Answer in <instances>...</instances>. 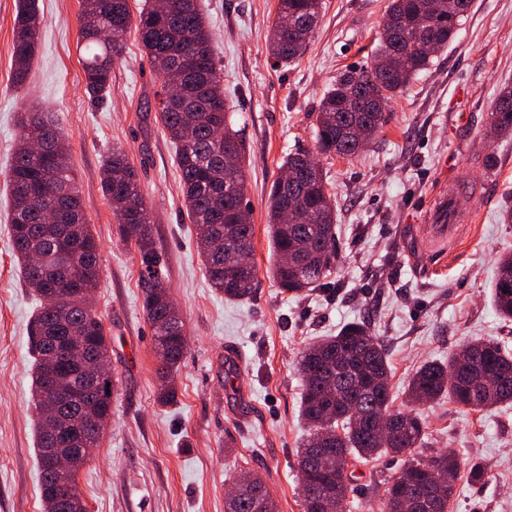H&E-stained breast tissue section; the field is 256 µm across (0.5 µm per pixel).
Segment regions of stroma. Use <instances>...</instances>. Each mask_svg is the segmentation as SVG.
I'll return each instance as SVG.
<instances>
[{
	"instance_id": "1",
	"label": "stroma",
	"mask_w": 512,
	"mask_h": 512,
	"mask_svg": "<svg viewBox=\"0 0 512 512\" xmlns=\"http://www.w3.org/2000/svg\"><path fill=\"white\" fill-rule=\"evenodd\" d=\"M40 50L23 86L12 81L18 0H0V512H44L31 398L30 322L39 300L26 287L10 238L8 170L18 113H51L67 142L88 224L100 245L94 305L111 338L117 379L112 417L77 476L88 512H224L231 476L259 474L278 512H304L297 371L307 343L354 322L389 352L396 406L419 366L444 361L475 339L512 352V321L491 300L495 262L512 254V136L493 130L490 108L512 85V0H473L448 47L392 99L382 132L353 158L320 157L336 205L339 256L322 286L281 292L270 269L269 191L288 153L313 147L317 106L339 71L362 66L378 44L389 0H322L318 26L295 62L268 52L277 0H200L224 74L227 119L244 133L246 200L254 225L258 288L247 302L215 292L184 207L176 150L157 118L160 80L135 32L102 99L84 90L80 0H38ZM467 113L466 124L455 122ZM121 148L141 194L188 337L160 405L152 328L143 310L133 244L101 190V168ZM473 184L480 220L457 247L423 220L434 191ZM239 363L226 366L231 352ZM419 458L452 451L485 478H460L448 512H512V404L484 414L440 400L426 410ZM404 466L386 455L354 464L352 512H380L386 483Z\"/></svg>"
}]
</instances>
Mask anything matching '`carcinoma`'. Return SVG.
I'll return each instance as SVG.
<instances>
[{"label": "carcinoma", "mask_w": 512, "mask_h": 512, "mask_svg": "<svg viewBox=\"0 0 512 512\" xmlns=\"http://www.w3.org/2000/svg\"><path fill=\"white\" fill-rule=\"evenodd\" d=\"M472 0H390L380 44L370 63L346 69L323 93L318 106L314 147L320 155L358 154L348 132L349 121L376 136L386 125L388 101L403 93L431 62L423 48L420 27L428 24L438 47L456 35ZM322 0H278L269 52L276 62L301 57L317 25ZM81 37L88 55L82 64L86 92L105 95L112 69L120 58L123 37L136 29L140 44L161 79L158 119L176 145L180 181L189 218L196 229L211 287L227 300L246 301L257 286V270L224 264V249H253L254 228L245 223V147L241 131L226 120L224 86L212 53V33L198 0H152L132 24L128 0H83ZM43 23L36 0H20L14 26L13 74L16 85L26 79L39 50ZM493 126L512 135V85L495 98ZM42 150L33 152V143ZM138 173L119 149L104 161L102 190L112 207L121 236L139 254L143 308L153 330L160 362L157 401L176 397L172 375L185 356L184 322L168 290L156 284L164 267L152 235L150 216L138 185ZM321 166L308 174L303 186L290 187L281 179L270 189L269 236L275 254L271 275L280 288L298 294L315 288L337 260L336 210L326 190ZM10 235L28 288L40 299L30 324L35 355L32 388L35 405L57 408L63 427L73 414L57 394L45 388L50 371L65 363V354L51 355L47 337L57 342L84 340L99 361L110 359V341L94 303L79 289L93 291L101 277L99 246L87 224L75 186L66 139L43 112H23L20 134L9 172ZM295 209L294 223L284 220ZM291 263L285 265L282 255ZM493 303L498 314L512 318V254L499 259ZM479 358L456 368L428 361L413 375L403 410L393 409L391 370L384 342L363 323L351 324L336 335L308 345L299 361L303 378L300 412L309 438L299 455L300 490L304 512H350V460L370 463L382 454L406 457V465L386 486L381 512H448L461 468L468 478H484L477 464H466L453 453L424 461L414 451L426 437L423 406L443 398L474 412H488L512 403V353L490 341L476 340ZM114 379L97 391V416L86 420L84 459L90 460L112 415ZM376 411L392 425L386 438L371 434L361 413ZM37 467L41 499L55 497L57 475L44 461L52 447L44 421L36 415ZM248 490L228 497L224 512H277L264 481L249 477ZM57 498V497H55ZM53 512H69L58 497Z\"/></svg>", "instance_id": "1"}]
</instances>
